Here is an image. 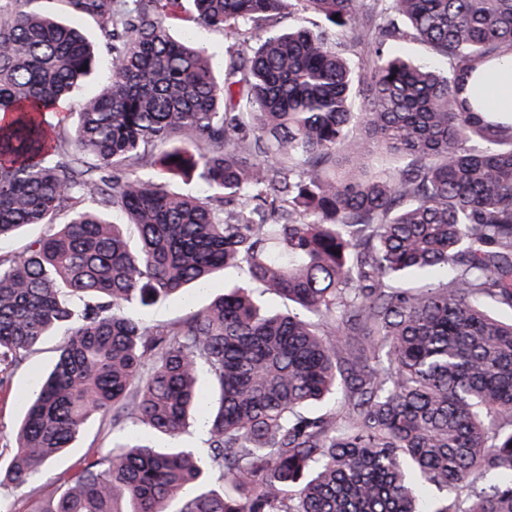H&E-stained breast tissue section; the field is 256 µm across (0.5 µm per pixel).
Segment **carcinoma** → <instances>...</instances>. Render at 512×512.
<instances>
[{"label": "carcinoma", "mask_w": 512, "mask_h": 512, "mask_svg": "<svg viewBox=\"0 0 512 512\" xmlns=\"http://www.w3.org/2000/svg\"><path fill=\"white\" fill-rule=\"evenodd\" d=\"M34 2L0 0V241L49 231L0 252V368L67 332L0 485H27L99 414L144 431L79 459L33 512H512V317L486 308L512 309V114L479 92L512 60V0H301L344 38L270 31L221 74L170 35L183 0H62L112 56L63 133L45 113L95 46ZM191 2L236 36L287 0ZM350 40L371 47L362 76ZM407 41L446 66L391 53ZM376 149L405 164L367 167ZM230 269V291L176 322L126 313ZM197 414L204 451L151 443ZM215 472L224 488L203 490Z\"/></svg>", "instance_id": "cac0c4a2"}]
</instances>
